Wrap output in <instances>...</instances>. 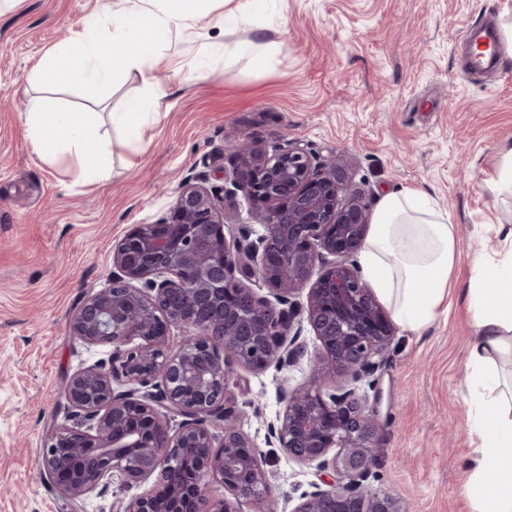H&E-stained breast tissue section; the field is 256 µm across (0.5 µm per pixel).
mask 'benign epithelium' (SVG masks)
Wrapping results in <instances>:
<instances>
[{"label": "benign epithelium", "mask_w": 512, "mask_h": 512, "mask_svg": "<svg viewBox=\"0 0 512 512\" xmlns=\"http://www.w3.org/2000/svg\"><path fill=\"white\" fill-rule=\"evenodd\" d=\"M228 162L231 170H219L264 233L253 240L243 225L225 234L224 197L187 181L164 217L118 241L108 286L69 320L84 343L112 345V358L69 378L62 396L81 423L47 434L42 476L73 505L115 476L127 487L153 477L116 512H169L162 489L192 458L184 512H241L244 503L280 512L266 458L237 425L229 383L239 369L308 355L294 323L295 297L307 287L303 320L325 357L310 358L309 384L284 392L280 425L270 427L288 457L320 477L293 512H406L371 486L381 452L374 375L395 327L352 262L370 224L365 197H342L341 158L319 162L297 141L248 136ZM257 281L269 295L252 288ZM173 326L186 333L176 348ZM336 374L344 383L327 386ZM211 479L230 497L214 500Z\"/></svg>", "instance_id": "benign-epithelium-1"}]
</instances>
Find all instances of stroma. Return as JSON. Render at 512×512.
Instances as JSON below:
<instances>
[{"label":"stroma","instance_id":"1","mask_svg":"<svg viewBox=\"0 0 512 512\" xmlns=\"http://www.w3.org/2000/svg\"><path fill=\"white\" fill-rule=\"evenodd\" d=\"M107 2L18 0L0 14V512H115L137 495L115 480L72 507L40 474L46 433L77 422L61 396L65 382L112 352L73 336L69 318L107 286L124 234L164 216L186 179L221 188L219 155L248 134L301 142L321 161L342 156L348 188L370 206L410 187L448 210L456 238L448 309L422 331L397 329L376 373L374 486L409 512H476L466 357L477 333L466 291L472 259L504 246L495 225L512 226V201L486 187L512 143V39L495 70L481 73L464 69L461 37L511 23L512 0H266L242 23L225 19L215 0L163 47L150 82L131 73L99 100L80 87L46 91L99 112L100 139L115 145L110 178L86 186L37 156L23 114L36 95L32 66ZM246 40L269 44L262 69L230 59ZM204 52L207 66L189 78ZM153 90L158 115L135 155L109 115ZM309 378L303 359L242 369L230 383L237 424L265 454L286 512L318 478L271 442L269 426L283 411V389Z\"/></svg>","mask_w":512,"mask_h":512}]
</instances>
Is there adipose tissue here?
Returning <instances> with one entry per match:
<instances>
[{
    "instance_id": "obj_1",
    "label": "adipose tissue",
    "mask_w": 512,
    "mask_h": 512,
    "mask_svg": "<svg viewBox=\"0 0 512 512\" xmlns=\"http://www.w3.org/2000/svg\"><path fill=\"white\" fill-rule=\"evenodd\" d=\"M205 9L206 0H117L108 12L90 15L68 43L42 56L32 68V78L46 89H101L133 71L148 77L173 33ZM155 111L156 102L148 97L130 100L122 111L112 113L113 125L126 131L132 151L140 150ZM25 125L42 160L69 157L89 184L109 178V151L89 148L99 136L96 113L45 99L26 113ZM505 239L508 250L474 259L468 290L478 336L468 349L467 367L485 388L472 416L480 451L473 461L470 489L478 512H512V420L496 411L507 396L498 392L491 373L498 363L512 364V229ZM455 255L448 212L423 191L406 189L381 198L359 263L396 324L417 332L439 313Z\"/></svg>"
}]
</instances>
